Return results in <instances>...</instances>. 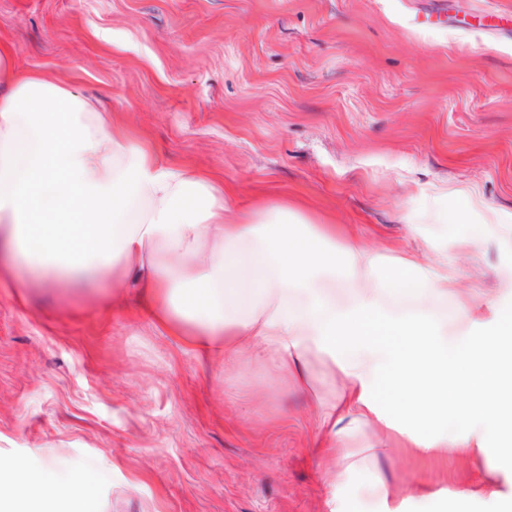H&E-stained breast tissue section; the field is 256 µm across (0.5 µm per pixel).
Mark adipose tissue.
I'll use <instances>...</instances> for the list:
<instances>
[{"label":"adipose tissue","instance_id":"adipose-tissue-1","mask_svg":"<svg viewBox=\"0 0 512 512\" xmlns=\"http://www.w3.org/2000/svg\"><path fill=\"white\" fill-rule=\"evenodd\" d=\"M119 272L157 331L200 360L246 354L310 382V358L343 388L322 412L331 512L369 464L364 428L423 454L464 457L485 478L512 469V308L492 320L436 305L448 279L412 256L390 263L298 210L226 206L207 174L165 163L90 98L0 45V273L25 288ZM430 430L414 433L409 424ZM0 461V512H90L93 484H56Z\"/></svg>","mask_w":512,"mask_h":512}]
</instances>
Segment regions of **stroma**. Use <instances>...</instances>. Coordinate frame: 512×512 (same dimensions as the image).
<instances>
[{
    "mask_svg": "<svg viewBox=\"0 0 512 512\" xmlns=\"http://www.w3.org/2000/svg\"><path fill=\"white\" fill-rule=\"evenodd\" d=\"M1 41L230 200L447 265L449 324L464 303L492 318L512 275V0H0ZM98 285L20 299L0 282V459L97 465L93 512H328L313 448L338 375L311 358L306 394L244 358L201 365ZM385 446L347 484L351 512H374V470L457 491L430 512L512 499L510 472L470 500L465 460Z\"/></svg>",
    "mask_w": 512,
    "mask_h": 512,
    "instance_id": "obj_1",
    "label": "stroma"
}]
</instances>
